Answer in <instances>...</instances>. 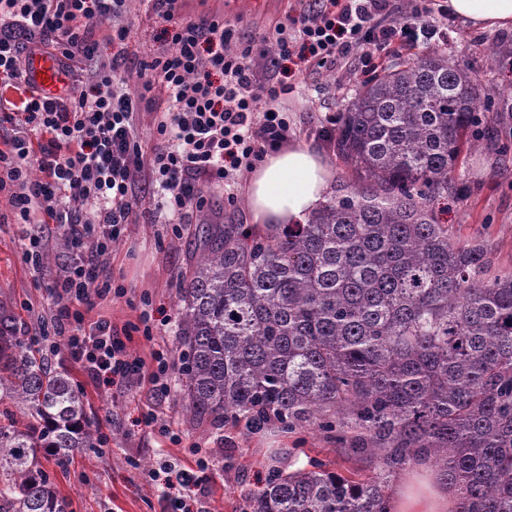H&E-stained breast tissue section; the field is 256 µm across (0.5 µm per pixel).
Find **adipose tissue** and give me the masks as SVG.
Instances as JSON below:
<instances>
[{"label": "adipose tissue", "instance_id": "ef3b65f1", "mask_svg": "<svg viewBox=\"0 0 512 512\" xmlns=\"http://www.w3.org/2000/svg\"><path fill=\"white\" fill-rule=\"evenodd\" d=\"M448 12L481 30L512 28V0H448ZM332 177L327 159L307 144L266 151L249 177L253 223H304L325 202ZM454 506L447 482L423 464L399 486L391 512H452Z\"/></svg>", "mask_w": 512, "mask_h": 512}]
</instances>
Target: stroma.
Segmentation results:
<instances>
[{
    "label": "stroma",
    "mask_w": 512,
    "mask_h": 512,
    "mask_svg": "<svg viewBox=\"0 0 512 512\" xmlns=\"http://www.w3.org/2000/svg\"><path fill=\"white\" fill-rule=\"evenodd\" d=\"M208 9L235 22L236 35L263 49L262 36L277 24L292 25L288 0H208ZM126 17L133 34L124 45L102 43L100 53L121 55L116 79L128 89L139 82V63L159 45L162 27L146 14L140 0H127ZM445 47L449 58L475 69L492 112L479 127L475 146L464 153L447 196L434 202L451 239L481 244L495 274L512 272V29L477 31L461 21L451 22L446 38L424 40L407 48L421 55ZM364 72L358 54L343 59L336 69L306 70L290 66V90L280 102L288 119L289 141L314 146L328 159L333 186L348 179L342 162L324 138L331 119L342 112ZM250 173L241 171L233 191L210 186L206 203L190 209L185 223L170 224L158 197L146 195L136 203L124 236L102 260L104 269L125 287L122 297L100 301L93 315L123 326L137 322L142 311L152 315L153 336L133 333L130 347L140 356L151 350L172 351L180 278L194 253L195 228L204 220L225 224L251 221L246 202ZM7 194L0 193V298L11 303L26 336L44 346V332H53V300L49 284L70 256L54 225H46L47 253L52 265L33 267L24 258L28 225L13 223ZM55 348L45 357L68 370L83 390L105 446L77 453L65 472H54L59 491L72 501L73 512H160L161 494L147 473L162 463L194 465L195 449L210 453L211 477L204 500L207 512H244L250 494L270 470H294L308 459L328 468L345 462L335 438L312 430L286 432L270 425L258 433L242 428L214 427L191 417L179 397L181 376L172 372L167 392L148 382L95 385L86 380L69 356L66 339L55 335ZM152 413L157 425H145Z\"/></svg>",
    "instance_id": "35a3bbf8"
}]
</instances>
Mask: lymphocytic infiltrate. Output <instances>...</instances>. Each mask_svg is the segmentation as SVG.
<instances>
[{
    "label": "lymphocytic infiltrate",
    "instance_id": "obj_1",
    "mask_svg": "<svg viewBox=\"0 0 512 512\" xmlns=\"http://www.w3.org/2000/svg\"><path fill=\"white\" fill-rule=\"evenodd\" d=\"M125 0H0V125L16 134L0 149V192L7 193L19 224L31 225L27 261L38 262L45 246L40 224L50 219L62 229L76 256L54 278V324L66 335L70 356L93 383H125L146 378L166 391L171 362L152 350L150 361L131 351L132 332L150 336L152 316L117 329L104 319L88 320L99 300L124 293L113 278L101 277L100 259L130 224L137 189L157 188L171 221L183 223L187 210L202 204L199 184L233 185L264 145L288 137L279 106L289 87L275 80V66L300 53L311 68H332L352 51L369 46L362 66L439 33L447 6H415L403 25L382 23L390 0H295L297 23L275 26L270 40L274 65L259 70L250 42L238 40L229 21L209 11L190 14L186 0H146L164 40L140 64L134 90L115 84L117 60L98 56L101 41L125 43L132 25L124 21ZM41 51L64 67L84 61L64 96L45 97L23 73L22 55ZM158 113L156 142L143 153L135 116ZM42 177H30L31 166ZM197 474L162 467L150 479L161 486V512H206L208 489L201 477L207 458L196 460Z\"/></svg>",
    "mask_w": 512,
    "mask_h": 512
}]
</instances>
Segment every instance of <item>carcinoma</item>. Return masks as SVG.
<instances>
[{
  "label": "carcinoma",
  "mask_w": 512,
  "mask_h": 512,
  "mask_svg": "<svg viewBox=\"0 0 512 512\" xmlns=\"http://www.w3.org/2000/svg\"><path fill=\"white\" fill-rule=\"evenodd\" d=\"M486 112L442 49L385 65L336 119L351 180L305 223L199 225L174 338L186 411L313 427L373 467L276 470L246 512H390V485L422 462L453 512H512V275H487L430 206ZM88 410L0 300V512H73L50 469L99 443Z\"/></svg>",
  "instance_id": "carcinoma-1"
}]
</instances>
